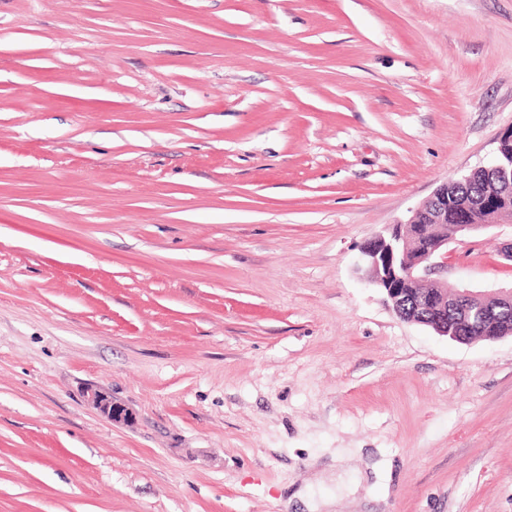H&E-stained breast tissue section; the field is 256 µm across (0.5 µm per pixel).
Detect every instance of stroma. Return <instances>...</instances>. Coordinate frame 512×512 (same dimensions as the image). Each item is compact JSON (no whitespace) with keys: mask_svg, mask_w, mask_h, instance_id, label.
I'll return each instance as SVG.
<instances>
[{"mask_svg":"<svg viewBox=\"0 0 512 512\" xmlns=\"http://www.w3.org/2000/svg\"><path fill=\"white\" fill-rule=\"evenodd\" d=\"M509 127L512 0H0V512H512V335L360 263ZM87 394L90 401L112 421H128L132 418L129 410L121 403L114 401L107 393L90 389Z\"/></svg>","mask_w":512,"mask_h":512,"instance_id":"1","label":"stroma"}]
</instances>
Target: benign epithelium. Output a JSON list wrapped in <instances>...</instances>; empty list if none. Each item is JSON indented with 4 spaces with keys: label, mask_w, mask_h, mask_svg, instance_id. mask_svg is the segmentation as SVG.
Segmentation results:
<instances>
[{
    "label": "benign epithelium",
    "mask_w": 512,
    "mask_h": 512,
    "mask_svg": "<svg viewBox=\"0 0 512 512\" xmlns=\"http://www.w3.org/2000/svg\"><path fill=\"white\" fill-rule=\"evenodd\" d=\"M486 219L478 222L473 205L458 202L448 206V183L439 185L433 194L415 210L404 224H395L386 233L364 244L361 259L366 265L371 284L380 289L393 311L405 321L431 326L440 336H448V301L464 306L470 313H482L488 298L469 289L450 288L434 278L448 268V234L428 235L423 232L419 216L425 215L433 224L453 225V233L469 234L495 224L512 223V178L500 181L495 192L483 203ZM428 286L418 305L423 314L407 317L400 305L408 297L407 288ZM90 401L109 419L128 421L132 414L107 393L91 389Z\"/></svg>",
    "instance_id": "obj_1"
}]
</instances>
